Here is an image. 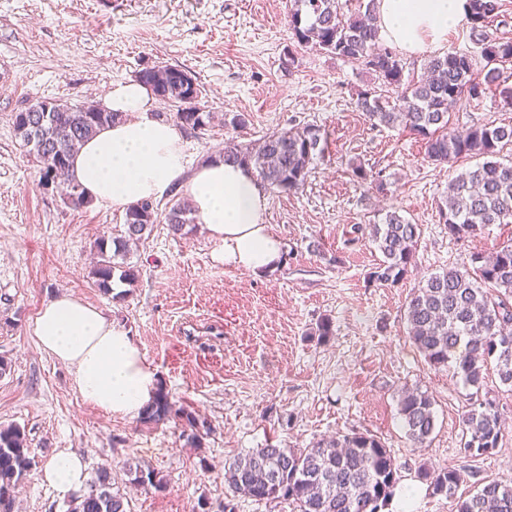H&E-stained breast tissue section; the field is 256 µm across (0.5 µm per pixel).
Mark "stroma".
Segmentation results:
<instances>
[{
	"instance_id": "1",
	"label": "stroma",
	"mask_w": 512,
	"mask_h": 512,
	"mask_svg": "<svg viewBox=\"0 0 512 512\" xmlns=\"http://www.w3.org/2000/svg\"><path fill=\"white\" fill-rule=\"evenodd\" d=\"M290 0H0V426L28 438L34 464L19 483L14 512H66L65 499L41 472L61 451L79 456L87 477L108 467L131 512H211L227 489L224 466L252 448H304L325 436L370 431L390 449L401 475L391 512H455L457 498L482 479L512 485V391L496 374L485 389L502 413L494 450L471 458L463 416L471 389L447 368L430 366L407 334L412 288L432 274L490 253L512 238L491 224L476 237H449L438 214L448 183L476 159L435 165L400 127L371 126L355 101L372 82L365 71L322 51L302 48L292 68ZM179 65L194 74L214 120L182 133L184 164L194 172L226 140L254 142L267 133L312 124L324 151L305 185L267 190L266 222L282 240L284 259L267 274L213 261L216 243L203 224L183 237L155 224L130 248L140 276L103 293L91 276L97 242L123 236V213L98 204L67 206L58 189L39 183V168L13 130L15 112L45 99L71 105L100 101L112 83L137 72ZM245 114V127L225 116ZM512 124V105L497 91L461 99L449 131ZM360 164L387 184L367 189ZM421 227L414 273L394 287L370 283L381 258L358 224L386 212ZM70 293L128 331L177 406L206 418L212 433L187 447L181 427L112 417L83 402L73 370L38 348L31 325L39 310ZM330 319L334 334L314 330ZM417 387L433 397L436 429L415 447L402 427L397 392ZM140 460L162 490L134 489L124 466ZM477 470L456 498L433 494L419 472Z\"/></svg>"
}]
</instances>
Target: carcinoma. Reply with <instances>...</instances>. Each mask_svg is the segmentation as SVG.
Instances as JSON below:
<instances>
[{"label":"carcinoma","instance_id":"carcinoma-1","mask_svg":"<svg viewBox=\"0 0 512 512\" xmlns=\"http://www.w3.org/2000/svg\"><path fill=\"white\" fill-rule=\"evenodd\" d=\"M289 25L299 47L312 45L325 54L375 76L377 85L357 93L356 107L372 124L401 126L419 137L424 156L434 164L467 157L483 162L448 183V193L438 204L439 218L448 234L459 240L474 238L489 224H512V163L495 160L502 142H512V126L480 125L457 132L448 131V110L460 99H479L500 82V66L512 62V39L490 32L498 16L500 0H468L470 36L480 47L486 72L474 70L466 53L434 55L427 59L421 75L404 80V64L390 48L379 47L376 3L369 0L365 11L346 14L339 0H293ZM136 80L149 87L165 103L177 107L174 119L194 132L205 131L212 113L201 105L202 91L193 75L179 66L146 68ZM51 110L44 111L45 106ZM123 119L97 104L68 105L42 101L31 111L13 118L15 135L39 162V184L66 185L65 204L85 208L92 204L70 167L73 153L100 129ZM321 135L308 124L274 131L257 142H224L219 157L226 162L252 167L261 182L279 193L302 186L309 165L320 147ZM354 175L379 193L385 184L362 165ZM159 205L141 201L125 212V236L114 242L107 254L105 242L97 244L99 260L91 271L96 285L111 289L116 269L119 279L135 286L136 266L118 264L129 245L152 231L158 221ZM164 220L174 237L188 234L194 223L191 210L174 201L165 208ZM369 238L382 259L370 272L371 281L395 286L416 263L420 225L396 211L386 212L383 222L368 224ZM408 335L417 350L434 367H446L470 387L481 391L488 359L495 358L494 371L501 384L512 387V242L492 253H472L460 267L430 276L413 289L406 305ZM398 413L408 439L424 447L435 430L433 398L420 388L398 391ZM177 419L181 436L194 447L211 433V425L185 408L176 407L164 387L157 388L152 404L142 413L146 424ZM465 454L477 456L498 446L501 416L495 401L485 398L465 415ZM34 463L25 431L18 425L0 426V512H12L14 490ZM130 483L142 489L163 487L150 465L127 462ZM433 493L452 497L463 481L460 470L450 466L440 471L421 472ZM400 473L391 451L381 439L368 432L320 438L308 448H281L272 443L237 456L224 469L229 495L220 512H235L234 500H288L297 512H385L392 505ZM129 502L113 490L107 468L96 479L70 496L66 512H129ZM456 512H512V486L485 481L473 496L460 499Z\"/></svg>","mask_w":512,"mask_h":512}]
</instances>
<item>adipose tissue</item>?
<instances>
[{
  "label": "adipose tissue",
  "mask_w": 512,
  "mask_h": 512,
  "mask_svg": "<svg viewBox=\"0 0 512 512\" xmlns=\"http://www.w3.org/2000/svg\"><path fill=\"white\" fill-rule=\"evenodd\" d=\"M466 2L377 0L380 34L406 53L425 52L466 20ZM102 105L126 119L98 132L74 159V175L92 202L124 211L185 188L200 223L219 244L214 261L255 273L279 267L282 242L266 222L267 196L251 168L215 157L186 174L179 129L153 117L155 98L140 82L112 84ZM33 335L43 351L74 368L81 399L105 414L131 417L154 398L157 377L138 344L95 306L58 296L39 311ZM42 478L59 496H67L85 479L82 460L59 452Z\"/></svg>",
  "instance_id": "ef3b65f1"
}]
</instances>
